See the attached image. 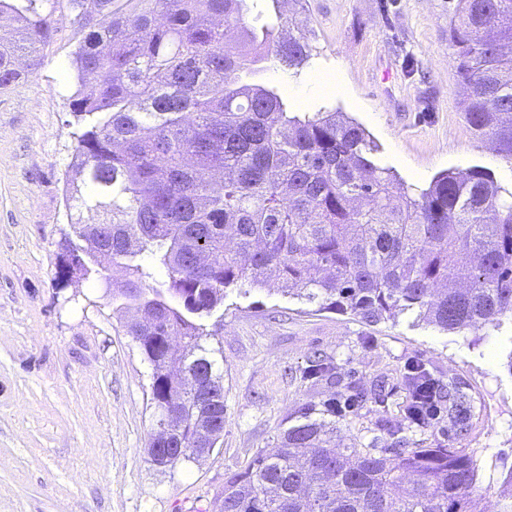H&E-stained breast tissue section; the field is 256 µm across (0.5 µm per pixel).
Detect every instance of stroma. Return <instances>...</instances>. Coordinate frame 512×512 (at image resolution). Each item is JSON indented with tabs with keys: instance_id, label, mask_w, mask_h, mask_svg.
<instances>
[{
	"instance_id": "obj_1",
	"label": "stroma",
	"mask_w": 512,
	"mask_h": 512,
	"mask_svg": "<svg viewBox=\"0 0 512 512\" xmlns=\"http://www.w3.org/2000/svg\"><path fill=\"white\" fill-rule=\"evenodd\" d=\"M455 0H308L309 62L261 71L289 111L337 110L369 131L375 162L427 187L448 168H480L512 186V160L463 118L448 23ZM22 86L0 91V512H220L228 481L272 446L304 408L336 398L344 438L377 448L451 444L495 501L512 464V319L446 333L412 315L368 324L273 289L227 290L206 318L223 355L224 433L211 455L168 472L147 454L154 429L152 367L104 285L61 279L68 233L63 175L74 143L70 68L82 33L69 12ZM338 75L342 92L312 78ZM330 361L335 382L311 376ZM420 366L454 381L470 404L463 430L439 415L425 431L404 419L405 380Z\"/></svg>"
}]
</instances>
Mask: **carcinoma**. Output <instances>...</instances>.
I'll use <instances>...</instances> for the list:
<instances>
[{"label": "carcinoma", "instance_id": "carcinoma-1", "mask_svg": "<svg viewBox=\"0 0 512 512\" xmlns=\"http://www.w3.org/2000/svg\"><path fill=\"white\" fill-rule=\"evenodd\" d=\"M288 17L259 29L246 0H0L16 21L0 34V89L20 85L16 59L40 64L52 17L66 5L84 37L71 66L74 147L64 200L74 237L64 275L96 277L152 366L153 399L176 404L167 447L224 432L220 350L202 322L228 288L275 280L318 310L368 323L412 314L445 332H478L512 317V192L481 169H448L414 193L377 166V145L344 112L290 114L266 68H303L310 30ZM448 39L468 88L471 128L512 160V0H457ZM123 273L115 281L105 264ZM448 420L466 398L436 387ZM326 420L280 433L224 486L221 512H484L478 470L453 445H336ZM496 512H512V468Z\"/></svg>", "mask_w": 512, "mask_h": 512}]
</instances>
